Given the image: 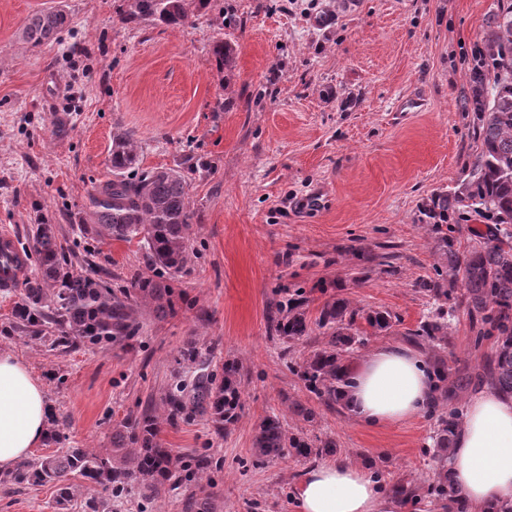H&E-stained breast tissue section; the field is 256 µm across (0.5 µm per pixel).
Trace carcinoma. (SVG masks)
<instances>
[{
  "label": "carcinoma",
  "instance_id": "cac0c4a2",
  "mask_svg": "<svg viewBox=\"0 0 512 512\" xmlns=\"http://www.w3.org/2000/svg\"><path fill=\"white\" fill-rule=\"evenodd\" d=\"M205 8L209 0H127L122 20L148 21L167 26L181 25L191 17L190 4ZM62 8H51L31 16L22 27L20 38L32 46L52 41L68 25ZM485 54L491 65H477L469 74L468 101L478 125L480 151L461 184L452 192L439 193L420 211L419 222L430 227L434 242V276L420 287L439 303L435 315L423 321L415 333L434 346L448 343V311L444 304L458 288L476 323L477 338H497L495 357L487 366L495 389L512 395V3L500 6L492 18ZM233 49L220 40L213 46L219 68L230 66ZM111 178L93 187L88 196L84 223L93 225L99 236L130 241L136 237L149 250L154 264L169 274L178 272L189 255L191 213L186 180L175 169L141 170L137 141L129 132L112 136L109 153ZM469 212L485 215L497 224L493 233L478 237L466 252L455 248L451 233ZM34 252L37 272L26 279L21 301L13 311L16 322L41 339L42 327L61 328L57 344L82 340L91 345L110 344L132 335L136 306L150 307L158 317L172 313L170 289L150 278H137L133 293L120 298L102 281L76 272L60 254L53 224L36 225ZM306 299L291 298L279 308L275 329L287 341L309 335L310 324L304 311ZM358 311L344 298L325 302L316 320L328 341L299 365L308 390L321 405L334 411L344 408L342 393L349 377L345 360L354 344L361 342L355 328ZM374 333L392 327V314L372 311L365 316ZM186 367L195 373L191 390L181 386L169 390L162 402L139 416H129L112 432V448H58L34 460H25L0 477V484L18 490L26 485L54 483L58 486L56 507L67 512L79 506L81 512H114L112 499L132 488L144 498L158 495L160 487L172 490L202 481L217 467L205 453L180 457L162 447L159 434L164 426H175L184 414L207 418L221 432L236 423L242 409V367L237 360L224 361L222 377L206 371L194 347L182 352ZM435 396L431 412L437 414L434 436L435 458L441 463L431 489L436 496L458 506L464 501L448 482L442 463L451 447L460 412L449 406L448 363L438 359L435 369ZM332 439L311 440L302 433L288 431L278 414L265 416L256 429L254 455L300 461L334 452ZM80 475L97 484L103 495L78 502L81 490L71 482ZM394 502L403 505L413 499L412 486L396 482L391 486ZM213 493H190L184 512H213Z\"/></svg>",
  "mask_w": 512,
  "mask_h": 512
}]
</instances>
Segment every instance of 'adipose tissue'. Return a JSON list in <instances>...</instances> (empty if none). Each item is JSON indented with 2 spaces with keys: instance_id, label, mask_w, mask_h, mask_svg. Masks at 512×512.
<instances>
[{
  "instance_id": "ef3b65f1",
  "label": "adipose tissue",
  "mask_w": 512,
  "mask_h": 512,
  "mask_svg": "<svg viewBox=\"0 0 512 512\" xmlns=\"http://www.w3.org/2000/svg\"><path fill=\"white\" fill-rule=\"evenodd\" d=\"M434 384L423 352L382 346L351 371L343 398L356 421L380 427L420 416ZM50 415L42 383L21 358L0 351V470L41 447ZM445 467L470 512L512 503V397L493 389L470 397ZM294 491L299 512H387L381 483L342 458L306 468Z\"/></svg>"
}]
</instances>
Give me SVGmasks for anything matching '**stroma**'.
Returning <instances> with one entry per match:
<instances>
[{
    "mask_svg": "<svg viewBox=\"0 0 512 512\" xmlns=\"http://www.w3.org/2000/svg\"><path fill=\"white\" fill-rule=\"evenodd\" d=\"M211 0L187 24L124 22L127 0H0V227L25 250L36 224L55 225L75 271L114 292L136 277L174 290L175 312L144 310L139 330L107 346L52 347L14 326L15 299L0 297V350L21 357L41 381L69 448L110 447L112 430L142 413L178 381L177 359L196 346L215 373L243 366L237 422L217 433L187 416L164 427L163 447L211 455L214 512H297L304 463L260 460L252 439L266 415L289 431L333 438L334 455L367 468L384 486L417 489L393 512H441L428 491L437 464L431 414L380 428L320 407L297 373L327 340L315 328L285 341L271 319L295 294L315 322L343 297L359 310L357 364L380 345L443 357L471 382L452 400L464 408L485 387L492 337L477 339L461 299L451 302L448 343L415 337L435 310L419 282L433 273L432 239L417 218L432 195L454 190L480 148L465 107L469 71L500 0ZM62 7L70 18L56 41L33 47L18 33L32 15ZM235 50L216 66V41ZM52 73L56 84L44 82ZM419 95L413 112L403 97ZM132 133L141 168L187 177L189 258L158 275L143 243L102 238L79 222L89 192L110 177L112 135ZM365 248L363 260L355 253ZM386 310L376 334L365 313ZM318 409L299 421L290 402ZM54 484L19 493L0 486V512H55Z\"/></svg>",
    "mask_w": 512,
    "mask_h": 512,
    "instance_id": "35a3bbf8",
    "label": "stroma"
}]
</instances>
